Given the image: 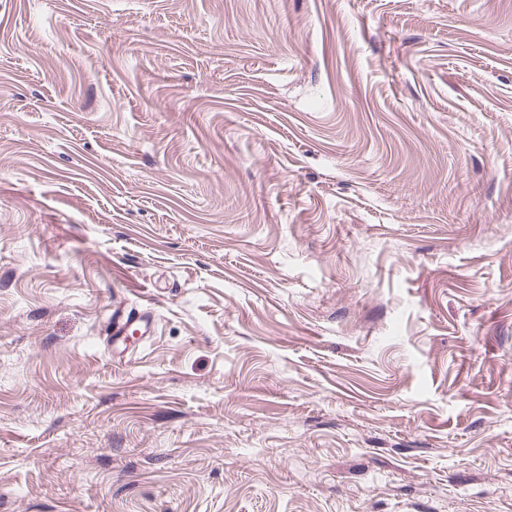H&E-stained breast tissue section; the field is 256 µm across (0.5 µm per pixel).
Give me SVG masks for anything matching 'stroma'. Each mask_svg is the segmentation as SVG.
<instances>
[{
	"label": "stroma",
	"instance_id": "1",
	"mask_svg": "<svg viewBox=\"0 0 512 512\" xmlns=\"http://www.w3.org/2000/svg\"><path fill=\"white\" fill-rule=\"evenodd\" d=\"M0 512H512V0H0ZM151 318L146 313L137 315H127L122 312H112V338L116 343L122 336L139 333L140 336H149L151 334Z\"/></svg>",
	"mask_w": 512,
	"mask_h": 512
}]
</instances>
